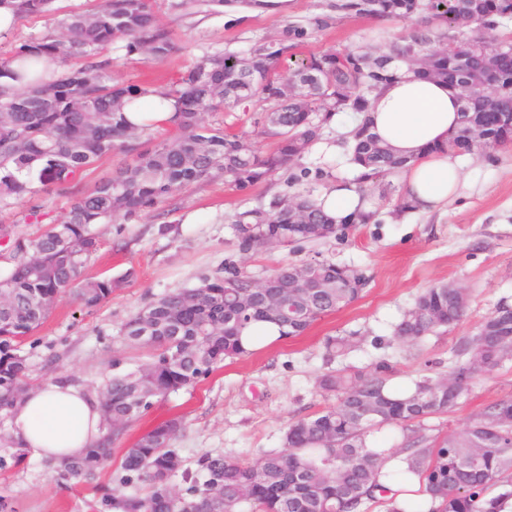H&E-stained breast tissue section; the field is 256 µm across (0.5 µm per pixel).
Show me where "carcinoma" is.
Listing matches in <instances>:
<instances>
[{
	"instance_id": "1",
	"label": "carcinoma",
	"mask_w": 512,
	"mask_h": 512,
	"mask_svg": "<svg viewBox=\"0 0 512 512\" xmlns=\"http://www.w3.org/2000/svg\"><path fill=\"white\" fill-rule=\"evenodd\" d=\"M55 0H13L16 16H52ZM496 14L485 13L486 0H335L330 13L308 24H291L275 39L254 46L246 59L222 54L204 56L166 84L123 86L112 76V44L126 41L129 53L163 59L175 49L159 23L157 0H102L91 11L72 12L55 21L51 32L31 36L0 60L18 85H0V211L27 204L26 224H48L34 237L11 235L0 242V257L12 268L0 276V290L9 298L0 307V415L9 416L23 392L26 359L19 345L44 322L62 293L73 292L91 309L112 296L111 278L86 279L83 271L91 252L75 256L69 240L83 238L97 251L94 230L121 214L129 219L155 209L193 183L223 174L246 190L269 176L291 172L301 157L294 143L311 145L319 135L313 116L328 112L359 114L370 95L399 77L395 63L409 64L410 53L444 77L448 59L459 62V75L476 79L488 71L489 50L471 38L437 45L444 29L470 21L475 29L493 27L512 15V0H496ZM420 13L443 20L437 27L425 21L411 34L391 42L383 55L350 49L310 56L288 67V57L316 30L344 18L372 16L406 21ZM224 73V84L209 76ZM156 93L175 100L177 117L168 137L137 126L125 117V107ZM263 99L270 107L264 131L276 138L266 154H258L243 135L215 127L206 114L224 107L250 111ZM486 103L473 99L461 106L459 127L448 137L456 152L480 141L501 149L512 144V125L482 126ZM353 159L379 180L402 172L406 160L390 152L366 122L349 132ZM122 153L128 161L110 176L72 193L60 218L42 198L52 191L68 192L100 160ZM232 224L241 252L249 253L276 240L285 245L325 238L332 225L315 199L296 193L278 198L265 210L247 209ZM296 265L286 264L273 278L275 288H250L246 275L234 266L224 275L205 278L193 288L167 292L130 317L121 329L130 344L154 350L151 361L130 373H115L100 393L105 435L85 455L54 465L58 475L75 483L94 479L97 465L121 452L119 482L133 489L112 496L115 512H366L373 504L385 512H502L512 500V398L487 405L460 432L430 438L424 421L452 412L473 380L508 361L512 324L489 336L481 331L463 337L448 373L426 377L407 386L391 384L393 368L385 362L368 371L338 369L323 374L319 388L336 394V406L288 426L284 448L261 452L247 461L207 455L198 461L200 477L174 493L158 484L157 473L177 455L172 441L183 422L173 417L158 423L130 446L120 447L132 424L152 404L180 388L191 386L227 357L250 354L241 345L243 332L257 322L279 326L278 339L303 335L316 321L347 306L363 291L365 281L355 269L321 261L313 272L323 287L290 295L288 283ZM289 299L297 316L286 321L271 305ZM196 307L192 319L182 316L186 303ZM457 289L438 285L416 301L394 336L416 345L441 329L457 326L465 312ZM355 347L349 336L329 337L326 348L344 355ZM385 428L398 430L394 441H378ZM383 448H393L404 467L388 474L392 480L415 475L434 506L409 500L398 506L396 491L379 482L387 460ZM224 491L220 502L209 498V487Z\"/></svg>"
}]
</instances>
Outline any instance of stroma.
<instances>
[{
    "instance_id": "35a3bbf8",
    "label": "stroma",
    "mask_w": 512,
    "mask_h": 512,
    "mask_svg": "<svg viewBox=\"0 0 512 512\" xmlns=\"http://www.w3.org/2000/svg\"><path fill=\"white\" fill-rule=\"evenodd\" d=\"M181 2L158 0L159 22L171 33L174 52L154 61L127 54L124 41H117L112 46L116 79L163 82L205 55H245L288 24L305 25L325 13L329 0H291L284 12L266 0L245 11L232 0L221 6L196 0L187 8ZM409 30V24L399 21L349 18L314 31L304 51L347 47L376 53ZM346 133L343 126L321 125L318 140L296 162L301 174L296 187H289L287 174L280 173L241 191L221 175L188 186L138 219L119 216L97 225L101 246L89 258L85 277L113 278L130 269L135 276L92 309L72 294L60 298L22 346L29 385L64 377L99 393L113 373L149 360L148 350L130 347L120 335L122 324L149 302L223 274L228 264L260 280L281 264L311 260L360 270L367 279L363 292L302 336L225 359L194 386L156 402L132 426L129 437L134 440L166 419H183L173 442L180 459L177 487L196 475L202 456L249 460L263 451L281 450L291 419L335 406V396L317 386L326 372L362 370L384 360L401 383L446 374L461 337L473 334L501 304L512 305V148L498 150L492 161L481 150L461 153L468 178L458 196L434 212L397 211L403 176L393 174L361 183L370 207L378 211L370 223L318 241L240 252L229 224L234 212L269 205L293 190L317 195L338 181L360 183L356 170L336 150ZM441 284L465 290L463 321L416 346L400 343L393 335L396 325L427 288ZM330 336L353 337L356 346L330 356L324 347ZM505 397H512V362L477 377L452 413L431 417L425 425L434 435L461 430L486 405ZM117 490L110 468L97 471L89 486L58 479L45 461L31 457L0 470V498L11 512H113L104 500Z\"/></svg>"
}]
</instances>
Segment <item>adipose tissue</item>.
<instances>
[{
    "mask_svg": "<svg viewBox=\"0 0 512 512\" xmlns=\"http://www.w3.org/2000/svg\"><path fill=\"white\" fill-rule=\"evenodd\" d=\"M460 112L455 89L413 74L389 82L371 98L365 117L377 137L407 159L404 192L418 210L446 204L464 180L460 159L448 153V136L458 127ZM317 202L336 224L351 222L367 208L353 183L332 185ZM10 423L28 456L54 462L84 455L101 436L97 398L65 380L28 390Z\"/></svg>",
    "mask_w": 512,
    "mask_h": 512,
    "instance_id": "obj_1",
    "label": "adipose tissue"
}]
</instances>
